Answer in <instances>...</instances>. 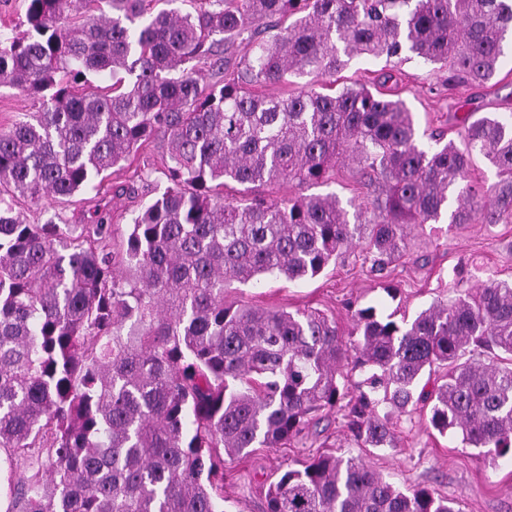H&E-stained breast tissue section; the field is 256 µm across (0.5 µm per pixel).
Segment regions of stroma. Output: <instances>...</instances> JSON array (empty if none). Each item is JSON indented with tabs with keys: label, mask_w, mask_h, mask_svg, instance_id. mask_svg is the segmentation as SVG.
I'll use <instances>...</instances> for the list:
<instances>
[{
	"label": "stroma",
	"mask_w": 512,
	"mask_h": 512,
	"mask_svg": "<svg viewBox=\"0 0 512 512\" xmlns=\"http://www.w3.org/2000/svg\"><path fill=\"white\" fill-rule=\"evenodd\" d=\"M446 72L419 58L386 60L352 58L337 74V86L356 82L403 100L420 130L458 140L460 119L495 114L512 117V45H507L495 78L483 85H446ZM162 141L139 150L129 161L112 168L102 182L66 201L46 199L39 204L18 199L17 212L30 222L79 224L94 210L110 214L119 226L130 224L134 210L149 202L166 185ZM119 185L136 186L138 195L115 196ZM371 181L355 162L337 164L329 178L306 188L280 182L263 187L273 199L297 195L333 194L356 217L375 196ZM407 254L389 265L385 274L373 272L365 240H357L336 263L302 283L267 280L257 286L230 289L226 299L268 309H316L336 322L341 334L352 329V315L375 308L377 315L414 318L430 304L449 301L477 282L494 278L512 281V221L455 226L448 222L416 224L410 228ZM428 409L419 407L393 414L394 445L386 449L354 442L342 418L330 420L321 433H311L284 448H256L224 468L225 512H265L269 485L291 466L324 449L363 460L402 489L422 485L458 501L462 512H512V460L488 465L475 450L461 447L452 436L428 426Z\"/></svg>",
	"instance_id": "35a3bbf8"
}]
</instances>
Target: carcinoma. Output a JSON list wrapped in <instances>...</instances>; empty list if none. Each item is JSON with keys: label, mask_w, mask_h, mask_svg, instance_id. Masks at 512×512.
<instances>
[{"label": "carcinoma", "mask_w": 512, "mask_h": 512, "mask_svg": "<svg viewBox=\"0 0 512 512\" xmlns=\"http://www.w3.org/2000/svg\"><path fill=\"white\" fill-rule=\"evenodd\" d=\"M27 2L26 29L0 36V86L41 108L0 131L4 512H224V456L279 448L334 413L355 441L391 448L388 416L418 402L439 434L512 459V365L500 362L512 285L485 281L401 323L359 309L347 340L319 311L225 300L235 284L312 279L353 244L362 225L335 195L258 193L318 184L346 159L381 186L365 221L381 267L411 224L473 223L476 153L500 177L484 219L512 218V120L465 116L463 147L424 144L404 102L332 80L354 55L408 52L448 67L450 86L485 83L512 0H207L140 27L145 0ZM268 23L278 33L256 38ZM246 33L251 53L232 68L217 49ZM106 73L112 92L82 91ZM290 76L312 81L258 92ZM151 139L166 144L167 186L120 240L101 214L63 226L15 214V198L70 197ZM230 182L242 186L232 202ZM344 364L365 389L349 392ZM435 365L446 374L428 390ZM266 512L461 510L319 453L269 487Z\"/></svg>", "instance_id": "cac0c4a2"}]
</instances>
